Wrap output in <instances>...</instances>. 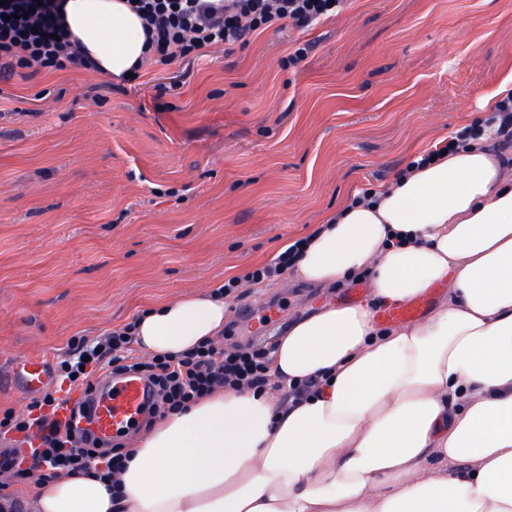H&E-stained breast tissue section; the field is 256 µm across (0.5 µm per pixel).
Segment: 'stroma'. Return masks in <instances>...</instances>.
<instances>
[{"mask_svg": "<svg viewBox=\"0 0 512 512\" xmlns=\"http://www.w3.org/2000/svg\"><path fill=\"white\" fill-rule=\"evenodd\" d=\"M510 79L512 0H352L306 33L276 25L121 85L0 79V413L33 399L12 379L24 359L53 366L71 340L269 261L485 118ZM368 291L284 275L231 320L275 308L273 336Z\"/></svg>", "mask_w": 512, "mask_h": 512, "instance_id": "stroma-1", "label": "stroma"}]
</instances>
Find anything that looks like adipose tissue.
Instances as JSON below:
<instances>
[{"label":"adipose tissue","mask_w":512,"mask_h":512,"mask_svg":"<svg viewBox=\"0 0 512 512\" xmlns=\"http://www.w3.org/2000/svg\"><path fill=\"white\" fill-rule=\"evenodd\" d=\"M62 26L119 78L146 62L127 0H63ZM491 134L344 205L293 276L323 288L370 276L371 298L329 304L277 340L275 382L323 380L289 407L220 389L162 416L115 483L59 473L29 512H512V165ZM442 286L425 319L379 326ZM230 308L197 293L142 313L134 348L181 354L221 340Z\"/></svg>","instance_id":"1"}]
</instances>
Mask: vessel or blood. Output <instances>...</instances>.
Wrapping results in <instances>:
<instances>
[{
    "label": "vessel or blood",
    "instance_id": "obj_1",
    "mask_svg": "<svg viewBox=\"0 0 512 512\" xmlns=\"http://www.w3.org/2000/svg\"><path fill=\"white\" fill-rule=\"evenodd\" d=\"M47 378L42 361H24L21 383L28 391L41 390ZM149 398L150 390L143 379L132 375L105 379L95 393L92 423L94 432L105 440L126 432L132 425L142 421Z\"/></svg>",
    "mask_w": 512,
    "mask_h": 512
}]
</instances>
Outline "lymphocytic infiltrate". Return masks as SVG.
<instances>
[{
	"label": "lymphocytic infiltrate",
	"mask_w": 512,
	"mask_h": 512,
	"mask_svg": "<svg viewBox=\"0 0 512 512\" xmlns=\"http://www.w3.org/2000/svg\"><path fill=\"white\" fill-rule=\"evenodd\" d=\"M144 21L146 37L159 62L180 58L192 61L205 50L245 45L250 35L273 23L285 21L298 30L311 29L337 15L346 0H131ZM60 0H0V76L11 78L16 69L68 71L86 62L68 38L59 37ZM26 17H18V10ZM293 242L270 262L244 275L229 278L218 288L220 295H236L243 284L276 280L290 267L301 250ZM135 325L127 323L94 339L71 342L63 360L52 372L61 381L77 380L93 390V376L100 371L116 375L141 372L156 388L152 415L183 409L218 388L261 390L270 381L273 344L202 346L175 357H139L131 344ZM32 413L8 411L0 415V434L14 435L15 443L0 448V473L29 479L42 466L55 471L79 473L96 460L105 461L109 473L123 469L127 458L124 444L115 440L104 445L92 439L82 422L88 417L85 400L69 408L67 419H59L60 399L45 394L32 401Z\"/></svg>",
	"instance_id": "lymphocytic-infiltrate-1"
}]
</instances>
